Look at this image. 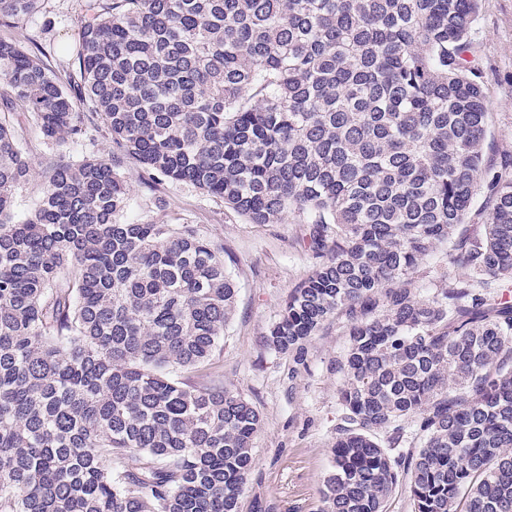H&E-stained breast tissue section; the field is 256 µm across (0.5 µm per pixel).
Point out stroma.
<instances>
[{"mask_svg":"<svg viewBox=\"0 0 512 512\" xmlns=\"http://www.w3.org/2000/svg\"><path fill=\"white\" fill-rule=\"evenodd\" d=\"M84 0H46L38 15L10 28V36L38 45L47 64L78 38ZM476 62L491 102L488 156L512 154V0H481L474 30ZM10 121L24 131L33 162L28 183L14 194L24 215L41 196L42 175L51 162L77 164L112 151L103 123L89 124L76 143H49L13 112ZM120 172L131 195L128 218L163 217L189 224L224 250V262L236 285L235 313L224 330L220 350L192 381L239 393L259 412L254 435V464L240 499V512H320L324 481L331 468L330 448L346 422L339 404L336 358L346 345V319H332L306 346L302 361L270 350L264 336L290 291L316 264L311 227L296 214L279 224H253L188 183L150 180L135 160Z\"/></svg>","mask_w":512,"mask_h":512,"instance_id":"1","label":"stroma"}]
</instances>
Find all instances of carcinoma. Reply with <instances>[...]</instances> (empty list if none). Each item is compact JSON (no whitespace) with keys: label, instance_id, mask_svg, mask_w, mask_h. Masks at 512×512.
Here are the masks:
<instances>
[{"label":"carcinoma","instance_id":"1","mask_svg":"<svg viewBox=\"0 0 512 512\" xmlns=\"http://www.w3.org/2000/svg\"><path fill=\"white\" fill-rule=\"evenodd\" d=\"M479 2L85 0L55 69L0 36V113L47 141L112 133L111 157L51 165L19 218L33 166L0 116V512H239L260 416L174 378L218 350L236 288L193 227L120 220L121 157L253 224L312 225L318 262L266 343L299 358L348 322L353 427L322 512H387L402 481L410 512H512V155H486ZM44 3L0 0V28ZM476 205L481 237L461 230ZM439 244L462 273L424 293Z\"/></svg>","mask_w":512,"mask_h":512}]
</instances>
